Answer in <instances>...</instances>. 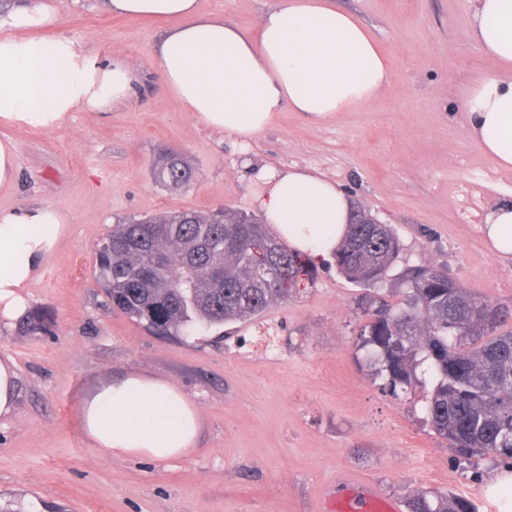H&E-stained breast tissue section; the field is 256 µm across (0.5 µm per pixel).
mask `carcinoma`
<instances>
[{
  "mask_svg": "<svg viewBox=\"0 0 512 512\" xmlns=\"http://www.w3.org/2000/svg\"><path fill=\"white\" fill-rule=\"evenodd\" d=\"M155 163L156 182H191ZM399 239L388 224H351L336 249V269L378 289L397 287L369 314L360 348L391 390L428 374L426 421L464 458L490 455L512 466V311L477 296L445 270L394 271ZM98 277L112 306L161 336H190L245 322L286 297L301 262L262 221L224 208L165 211L119 224L97 248ZM407 512H477L462 496L421 490Z\"/></svg>",
  "mask_w": 512,
  "mask_h": 512,
  "instance_id": "1",
  "label": "carcinoma"
}]
</instances>
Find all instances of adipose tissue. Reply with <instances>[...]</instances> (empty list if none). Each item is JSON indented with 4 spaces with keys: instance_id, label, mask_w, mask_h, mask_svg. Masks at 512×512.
Listing matches in <instances>:
<instances>
[{
    "instance_id": "ef3b65f1",
    "label": "adipose tissue",
    "mask_w": 512,
    "mask_h": 512,
    "mask_svg": "<svg viewBox=\"0 0 512 512\" xmlns=\"http://www.w3.org/2000/svg\"><path fill=\"white\" fill-rule=\"evenodd\" d=\"M107 12L177 19L153 52L167 90L207 127L248 144L278 113H299L319 125L378 98L391 84L386 55L368 28L335 0H277L264 11L257 34L204 14L197 0H105ZM53 0H21L0 28V120L55 127L70 110L123 109L140 74L121 54L107 60L74 40L27 38L54 28ZM468 37L496 60L499 72L467 92V134L497 167L512 169V0H474ZM254 203L278 240L314 262L345 238L353 203L334 181L304 168H263L254 177ZM59 206L39 203L0 209V327L27 315L26 290L41 274L67 231ZM484 234L495 253L512 258V196L487 212ZM82 430L112 459H184L195 450L201 417L173 383L130 374L86 397Z\"/></svg>"
}]
</instances>
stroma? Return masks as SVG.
Segmentation results:
<instances>
[{"instance_id": "1", "label": "stroma", "mask_w": 512, "mask_h": 512, "mask_svg": "<svg viewBox=\"0 0 512 512\" xmlns=\"http://www.w3.org/2000/svg\"><path fill=\"white\" fill-rule=\"evenodd\" d=\"M268 0H198L201 12L253 34ZM370 30L393 71L374 102L308 124L279 113L248 145L206 127L169 93L152 50L171 24L108 13L101 0H57L56 34L96 54L124 53L141 74L115 112L74 110L51 129L0 121L19 168L0 209L61 207L68 231L27 293L37 333L0 330V354L20 375L15 416L0 420V504L15 512H319L337 483H371L384 497L439 489L478 512H512L501 463L465 459L423 420L432 388L420 378L392 395L359 348L373 292L333 261L303 266L286 298L223 334L160 336L113 309L95 248L116 225L167 210L256 213L252 167L311 168L391 225L401 259L512 308V261L492 251L483 217L512 193L466 135L468 88L495 70L467 37L471 0H337ZM193 167L189 186L156 183L161 151ZM136 372L180 387L199 409L191 457L172 464L111 459L84 437L83 397Z\"/></svg>"}]
</instances>
